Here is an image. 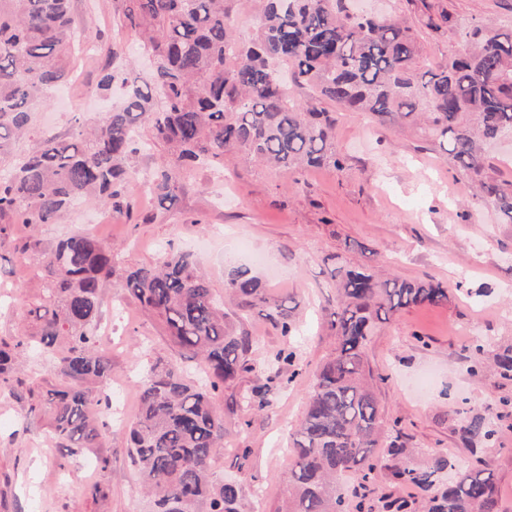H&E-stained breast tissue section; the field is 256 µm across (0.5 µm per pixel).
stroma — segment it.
<instances>
[{
    "instance_id": "obj_1",
    "label": "stroma",
    "mask_w": 512,
    "mask_h": 512,
    "mask_svg": "<svg viewBox=\"0 0 512 512\" xmlns=\"http://www.w3.org/2000/svg\"><path fill=\"white\" fill-rule=\"evenodd\" d=\"M412 26L433 62L463 51L460 26L490 22L512 31V0H364ZM447 10L455 29L435 32L427 15ZM80 37L68 59L69 76L42 109L18 153L43 135L68 136L77 123L107 118L97 97L109 61L130 77L149 80L151 66L121 0H72ZM335 148L342 165L286 172L242 155L223 168L184 169L173 201L157 204L137 184L167 165V146L153 142L128 167L124 205L114 212L93 202L76 205L60 224L32 229L0 218V338L28 344L21 367L0 394V512H147L149 504L126 448L125 431L139 408V383L158 356L201 374L198 359L180 351L126 284L128 269L155 262L161 251L193 253L215 294L232 269L250 267L271 299L284 302L294 325L282 335L268 311L228 305L234 329L249 336L250 370L215 400L224 418V449L213 460L216 478L242 491L244 512H277L285 496L290 435L302 418L316 370L336 350L330 327L336 301L337 259L370 264L392 277L441 282L448 301L403 310L378 324L366 358L386 424L405 436L412 462L470 456L462 427L480 416L493 429V468L501 512H512V380L494 368L471 372L467 348L488 353L512 346V222L478 201L439 139L410 124H381L358 112H337ZM83 232L116 254L101 297L98 338L111 362L110 383L93 395L99 445L76 453L57 447L45 417L30 413V382L55 386L64 378L50 353L38 350L29 314L45 299L46 282L31 260L60 239ZM34 241L29 263L17 250ZM295 350L294 364L279 359ZM267 406L250 409L257 386Z\"/></svg>"
}]
</instances>
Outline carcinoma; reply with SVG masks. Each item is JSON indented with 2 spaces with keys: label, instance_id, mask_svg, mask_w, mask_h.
<instances>
[{
  "label": "carcinoma",
  "instance_id": "carcinoma-1",
  "mask_svg": "<svg viewBox=\"0 0 512 512\" xmlns=\"http://www.w3.org/2000/svg\"><path fill=\"white\" fill-rule=\"evenodd\" d=\"M235 2L123 0L124 18L138 27L156 60L151 80L141 86L119 68L106 71L99 82L103 95L111 98L117 85L123 95L110 104L101 128L47 136L19 155L16 145L31 129L33 113L67 80L76 34L71 0H0V167L10 171L0 178V216L31 227L61 223L82 201L118 209L127 166L142 149L136 131L144 123L175 155L152 181L162 202L175 197L182 163H219L227 153L285 171L339 168L336 116L321 107L329 101L380 120L424 124L446 141L477 196L512 222V182L492 174L485 154L486 144L512 136V32L487 23L459 27L449 11L430 16L429 29L457 26L467 47L433 66L411 27L393 16H356L352 0H259L247 43L230 31ZM290 84L313 89L315 99H295ZM115 259L94 236L75 234L42 252L37 264L48 296L31 314L40 344L50 349L63 342L55 365L68 384L39 391L30 411L47 417L51 435L70 451L99 447L92 392L108 381L111 364L96 348L95 329ZM335 278L336 355L313 376L305 413L291 434L292 465L279 512H373L369 483L381 464L375 449L384 424L365 365L367 344L375 324L401 310L448 302V287L439 282L380 277L340 263ZM127 285L171 342L207 369L198 382L158 358L140 383L128 441L151 512H241L238 484L213 478L209 462L224 447L215 398L247 369L249 337L227 321L224 300L187 253L129 271ZM225 295L272 305L246 267L231 272ZM24 348L20 340H0V391ZM463 432L473 459L444 489L437 488L436 472L454 463L406 461L399 434L387 444L393 480L423 492L427 512H499L492 460L481 447L492 430L475 418ZM343 475L359 480L349 495L336 486ZM381 503L383 512H415L414 503L391 494Z\"/></svg>",
  "mask_w": 512,
  "mask_h": 512
}]
</instances>
